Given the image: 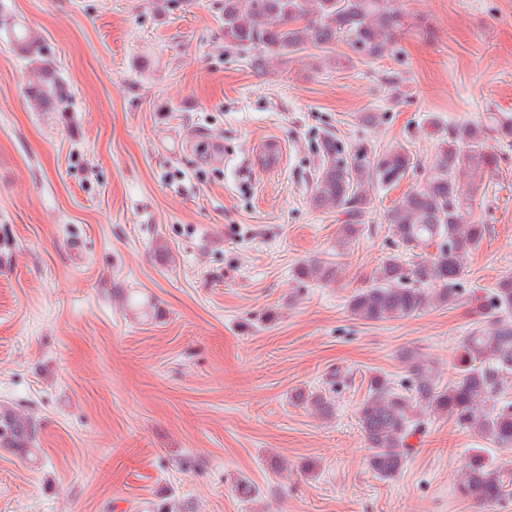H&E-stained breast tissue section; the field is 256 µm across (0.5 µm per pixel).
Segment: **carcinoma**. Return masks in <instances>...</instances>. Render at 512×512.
<instances>
[{
    "label": "carcinoma",
    "instance_id": "1",
    "mask_svg": "<svg viewBox=\"0 0 512 512\" xmlns=\"http://www.w3.org/2000/svg\"><path fill=\"white\" fill-rule=\"evenodd\" d=\"M408 28L396 0H224V41L240 50L263 49L250 58L256 71L264 69L267 53L286 57L311 47L326 52L338 43L358 54L380 56ZM55 90L47 68L28 84L30 99L44 110L51 107ZM494 133L502 140L512 137V117L490 112L484 122L457 125L438 139L430 179L387 215L394 250L375 268L372 285L349 298L357 319L407 318L460 297L466 258L488 232L487 225L469 222L468 215L485 173L497 166L487 147ZM321 152L325 163L311 202L343 216L339 246L344 247L365 230L364 188L397 185L415 162L401 146L349 151L331 136L323 138ZM295 275L331 283L337 269L330 261L314 259L299 265ZM477 301L494 330L488 334L476 328L464 338L456 352L457 381L440 385L431 362L413 350L402 354L409 373L405 386L398 389L383 375L369 379L358 421L372 449L368 465L378 477L401 473L407 439L426 415L446 417L500 451L512 449V401L502 398L504 384L512 380V273L499 277ZM296 398L322 416L332 413V397L322 391ZM35 436L29 417L0 410V448L29 454ZM457 491L495 512L512 497V461L493 458L485 448L469 449Z\"/></svg>",
    "mask_w": 512,
    "mask_h": 512
}]
</instances>
